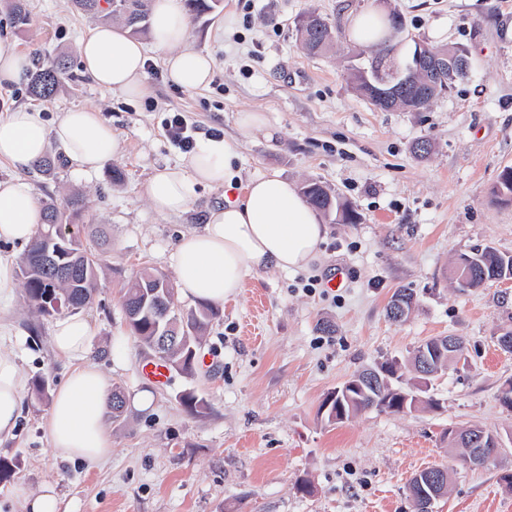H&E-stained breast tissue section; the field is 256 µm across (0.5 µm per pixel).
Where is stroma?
<instances>
[{
    "mask_svg": "<svg viewBox=\"0 0 512 512\" xmlns=\"http://www.w3.org/2000/svg\"><path fill=\"white\" fill-rule=\"evenodd\" d=\"M374 7L398 12L393 33L400 58L416 44L465 48L468 75L419 112L382 111L360 95L349 65L366 66L348 29L352 14ZM315 9L335 36L322 56L300 45L296 25ZM30 22L13 27L0 0V48L28 64L66 56L70 69L50 99L31 97L26 84L0 88V113L19 106L45 121L85 107L101 112L123 142L122 154L94 173L71 166L31 169L39 200L82 194L84 237L105 228L112 250L100 287L81 315L93 325L92 360L127 406L110 420L112 454L90 468L55 457L42 420L71 365L50 342L52 318L40 317L23 295L0 313L11 326L10 346L27 382L18 428L0 443V457L18 460L0 483V512H21V492L54 485L58 512H414L410 479L452 464L448 493L436 512H512V492L499 477L512 471V409L500 402L512 381V353L497 338L512 331V283L493 281L462 291L450 269L459 255L491 246L512 255V203L494 194L503 167L512 166V0H222L218 10L192 16L190 48L215 58L208 86L187 90L167 77L162 54L149 49L150 92L131 102L99 89L83 74L75 51L96 18L72 0H29ZM236 22L225 28L224 17ZM264 113L275 129L246 136L237 113ZM182 113L195 140L221 134L236 145L239 180L277 171L303 185L321 181L358 214L354 224L328 221L318 258L301 271L269 270L247 280L219 307L193 373L171 371L158 385L141 373L151 354L131 335L122 286L138 270L173 275L181 233L201 227L207 207L224 191L201 186L178 216L154 212L144 182L187 154L163 121ZM430 140L431 153L413 152ZM121 170L122 181L112 179ZM344 268L342 288L327 286ZM410 289L417 305L403 322L389 320L392 294ZM435 336L465 340L464 365L449 367L426 393L435 407L401 414L369 410L334 424L319 412L324 396L357 371L406 359ZM149 392L138 410L132 400ZM205 403L188 412L184 393ZM479 425L507 443L484 467L453 464L445 434ZM312 492L297 493L298 479Z\"/></svg>",
    "mask_w": 512,
    "mask_h": 512,
    "instance_id": "35a3bbf8",
    "label": "stroma"
}]
</instances>
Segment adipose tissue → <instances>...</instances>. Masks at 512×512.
<instances>
[{"label":"adipose tissue","mask_w":512,"mask_h":512,"mask_svg":"<svg viewBox=\"0 0 512 512\" xmlns=\"http://www.w3.org/2000/svg\"><path fill=\"white\" fill-rule=\"evenodd\" d=\"M151 34L172 83L190 90L209 84L215 60L186 47L183 0H152ZM76 52L84 74L99 88L132 99L146 95L147 49L127 31L95 25L81 36ZM53 143L80 172L98 170L122 151L111 124L91 109L68 110L50 124L28 107L1 114L0 162L8 163L14 175L0 181V244H25L35 236L42 210L27 173ZM234 157L231 141L207 138L183 164L157 169L142 189L151 207L164 216L186 212L197 186L225 189L223 205L207 209L203 226L181 234L174 249L182 294L201 302L234 298L249 278L263 271L308 268L326 236L325 225L297 186L279 173H263L234 186ZM93 336L90 323L78 315L53 324L52 347L74 367L43 418L56 457L90 467L112 453L106 426L110 384L90 359ZM23 387L16 354L0 348V440L13 437L18 427Z\"/></svg>","instance_id":"adipose-tissue-1"}]
</instances>
